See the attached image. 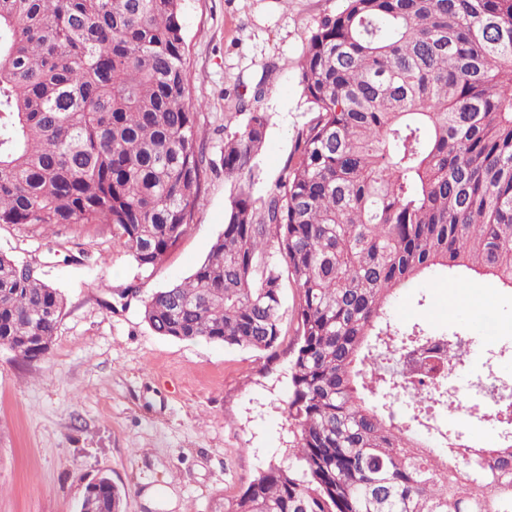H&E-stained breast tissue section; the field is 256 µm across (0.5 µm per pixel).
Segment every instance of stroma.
Returning <instances> with one entry per match:
<instances>
[{"label": "stroma", "instance_id": "35a3bbf8", "mask_svg": "<svg viewBox=\"0 0 512 512\" xmlns=\"http://www.w3.org/2000/svg\"><path fill=\"white\" fill-rule=\"evenodd\" d=\"M341 0H182L191 100L214 168L189 235L144 271L106 224H0V252L33 264L64 297L51 349L27 363L0 346V512H78L105 474L125 489L124 512H224L293 438L288 379L297 321L285 290L277 347L256 352L156 334L144 299L188 277L224 228L233 188L224 176V115L237 98L267 112L255 201L278 184L314 114L298 83L311 32ZM477 300L449 309L448 281L403 289L396 325L457 330L471 370L506 347L493 369L512 380V293L464 278Z\"/></svg>", "mask_w": 512, "mask_h": 512}]
</instances>
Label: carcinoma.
<instances>
[{"mask_svg":"<svg viewBox=\"0 0 512 512\" xmlns=\"http://www.w3.org/2000/svg\"><path fill=\"white\" fill-rule=\"evenodd\" d=\"M181 0H0V224H109L143 270L194 225L211 160L190 103ZM299 85L315 118L254 206L269 125L224 140V229L188 280L143 302L159 335L275 347L297 291L288 463L224 512H512V402L493 446L440 422L457 331L393 323L414 280L512 292V0H344L312 31ZM64 298L0 253V345L40 359ZM408 398L400 414L397 402ZM103 476L80 509L121 512Z\"/></svg>","mask_w":512,"mask_h":512,"instance_id":"1","label":"carcinoma"}]
</instances>
